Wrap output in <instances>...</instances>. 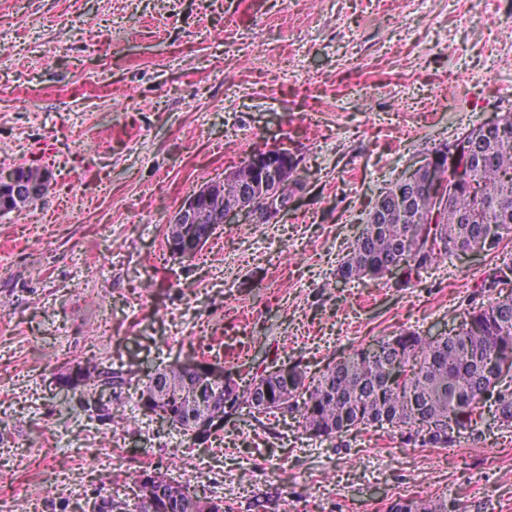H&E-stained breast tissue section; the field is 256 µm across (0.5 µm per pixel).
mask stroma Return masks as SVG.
<instances>
[{"instance_id": "35a3bbf8", "label": "stroma", "mask_w": 512, "mask_h": 512, "mask_svg": "<svg viewBox=\"0 0 512 512\" xmlns=\"http://www.w3.org/2000/svg\"><path fill=\"white\" fill-rule=\"evenodd\" d=\"M512 112V0H0V169L41 165V200L0 215V487L11 512H75L169 474L230 512H388L418 494L512 512V428L413 447L390 428L312 439L238 409L207 443L137 407L136 380L190 358L236 381L317 377L401 330L449 332L512 258L452 255L406 288L338 281L379 192L439 143ZM308 189L193 258L168 220L258 145ZM127 373L123 411L59 379ZM91 424L72 451L75 419ZM117 447L106 467L100 451Z\"/></svg>"}]
</instances>
